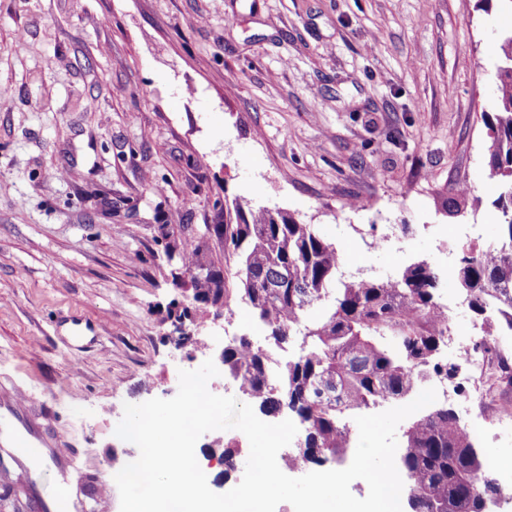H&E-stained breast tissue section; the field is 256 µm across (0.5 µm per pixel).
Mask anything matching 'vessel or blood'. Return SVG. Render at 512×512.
<instances>
[{
  "label": "vessel or blood",
  "instance_id": "obj_1",
  "mask_svg": "<svg viewBox=\"0 0 512 512\" xmlns=\"http://www.w3.org/2000/svg\"><path fill=\"white\" fill-rule=\"evenodd\" d=\"M50 408H35L18 386L0 382V458L8 470L31 480L39 469L59 477V494L40 499L39 512H98L110 493L111 482L84 473L78 453L51 429Z\"/></svg>",
  "mask_w": 512,
  "mask_h": 512
}]
</instances>
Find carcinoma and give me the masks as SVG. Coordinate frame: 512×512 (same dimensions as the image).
I'll use <instances>...</instances> for the list:
<instances>
[{
  "instance_id": "obj_1",
  "label": "carcinoma",
  "mask_w": 512,
  "mask_h": 512,
  "mask_svg": "<svg viewBox=\"0 0 512 512\" xmlns=\"http://www.w3.org/2000/svg\"><path fill=\"white\" fill-rule=\"evenodd\" d=\"M496 112L488 122L489 177L501 213L498 237L458 248L446 271L427 261L386 279L348 277L339 247L315 224L292 214L235 205L236 223L216 224L224 240V269L199 259L161 225L169 258H180L195 299L224 297V307L248 306L265 329L267 346L243 336L225 346L224 373L235 378L244 399L267 416L283 413L302 426L294 460L301 466L342 462L353 441L349 412L397 402L427 377L456 368L441 357L448 345L442 289L453 281L489 331H512V33L500 44ZM477 199L456 191L444 213L462 216ZM505 367L485 380L495 396ZM403 500L414 512H479L494 491L485 470L487 452L469 439L457 412L438 406L403 434Z\"/></svg>"
}]
</instances>
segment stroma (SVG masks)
<instances>
[{
	"label": "stroma",
	"instance_id": "1",
	"mask_svg": "<svg viewBox=\"0 0 512 512\" xmlns=\"http://www.w3.org/2000/svg\"><path fill=\"white\" fill-rule=\"evenodd\" d=\"M476 3L0 0V375L53 409L87 474L136 455L125 404L173 398L224 337L265 336L237 305L178 345L194 302L161 225L220 266L208 225L281 209L376 278L446 268L461 224L495 237L486 123L512 0ZM462 185L480 208L442 215ZM505 416L512 390L479 419L502 460ZM232 439L249 454L235 429L197 441L209 477Z\"/></svg>",
	"mask_w": 512,
	"mask_h": 512
}]
</instances>
